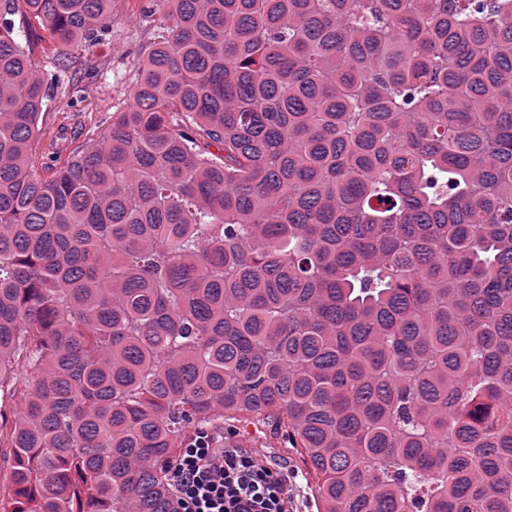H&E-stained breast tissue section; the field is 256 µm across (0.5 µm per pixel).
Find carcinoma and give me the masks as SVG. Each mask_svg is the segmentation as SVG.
I'll use <instances>...</instances> for the list:
<instances>
[{
    "mask_svg": "<svg viewBox=\"0 0 512 512\" xmlns=\"http://www.w3.org/2000/svg\"><path fill=\"white\" fill-rule=\"evenodd\" d=\"M142 15L128 107L39 172L112 0H0V512H178L190 432L261 416L321 512H512V0ZM21 391H16V393H10L8 391L0 392V409L2 412V416L7 421V424L2 425L3 437L0 445V498L7 497L9 494V484H8V476L11 471L12 465V448H9V442L7 440V432L9 430V426L11 421L14 418V415L20 410L22 407V396Z\"/></svg>",
    "mask_w": 512,
    "mask_h": 512,
    "instance_id": "cac0c4a2",
    "label": "carcinoma"
}]
</instances>
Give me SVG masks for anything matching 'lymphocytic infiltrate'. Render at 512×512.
<instances>
[{
    "mask_svg": "<svg viewBox=\"0 0 512 512\" xmlns=\"http://www.w3.org/2000/svg\"><path fill=\"white\" fill-rule=\"evenodd\" d=\"M180 512H289L288 481L244 448L196 435L167 467Z\"/></svg>",
    "mask_w": 512,
    "mask_h": 512,
    "instance_id": "obj_1",
    "label": "lymphocytic infiltrate"
}]
</instances>
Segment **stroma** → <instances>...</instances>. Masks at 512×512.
<instances>
[{
  "label": "stroma",
  "instance_id": "1",
  "mask_svg": "<svg viewBox=\"0 0 512 512\" xmlns=\"http://www.w3.org/2000/svg\"><path fill=\"white\" fill-rule=\"evenodd\" d=\"M142 5L143 0H113L110 40L89 52L73 50L71 69L56 89L50 111L40 117L39 146L55 140L63 125L75 132V145H88L90 134L104 130L113 112L127 107L135 62L151 38ZM224 444L248 449L282 475L294 477L293 512H317L318 500L305 464L295 449L284 446L270 420L225 426Z\"/></svg>",
  "mask_w": 512,
  "mask_h": 512
}]
</instances>
